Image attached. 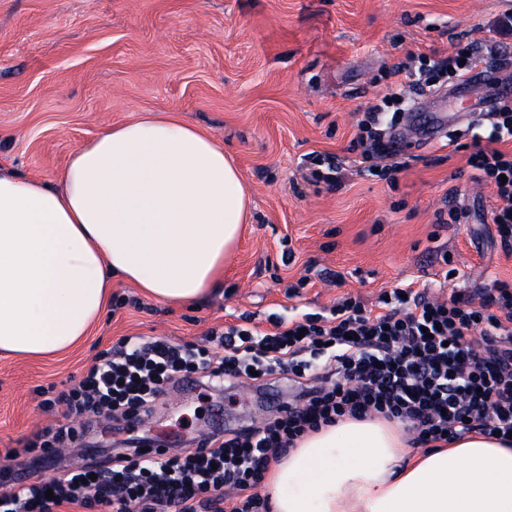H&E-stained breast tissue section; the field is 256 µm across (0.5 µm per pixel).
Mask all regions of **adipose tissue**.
<instances>
[{
	"instance_id": "adipose-tissue-1",
	"label": "adipose tissue",
	"mask_w": 512,
	"mask_h": 512,
	"mask_svg": "<svg viewBox=\"0 0 512 512\" xmlns=\"http://www.w3.org/2000/svg\"><path fill=\"white\" fill-rule=\"evenodd\" d=\"M249 192L230 153L170 113L112 124L55 178L0 171V354L87 336L113 281L165 305L224 281ZM272 512H512V440L413 453L399 425L345 419L300 440L263 489Z\"/></svg>"
}]
</instances>
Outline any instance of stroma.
<instances>
[{
    "instance_id": "stroma-1",
    "label": "stroma",
    "mask_w": 512,
    "mask_h": 512,
    "mask_svg": "<svg viewBox=\"0 0 512 512\" xmlns=\"http://www.w3.org/2000/svg\"><path fill=\"white\" fill-rule=\"evenodd\" d=\"M512 0H0V169L49 179L72 150L146 111L169 112L223 143L247 182L249 226L224 285L167 307L114 281L99 323L52 357L0 356V450L55 431L62 409L39 407L37 389L82 379L93 357L124 336L201 345L211 330L269 314L298 318L352 297L366 308L408 283L448 297L512 282L487 212L492 186L471 179L446 139L399 145L395 183L344 172L315 180L311 155L350 162L357 119L419 55L447 58L458 37L478 43ZM455 207L459 221L438 223ZM448 251L445 277L436 251ZM301 384L277 374L199 398L171 390L138 434L177 447L217 431L259 426L295 403ZM123 420L86 427L82 446L44 473L67 477L93 452L125 439Z\"/></svg>"
}]
</instances>
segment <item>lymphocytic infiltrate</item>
<instances>
[{
	"label": "lymphocytic infiltrate",
	"mask_w": 512,
	"mask_h": 512,
	"mask_svg": "<svg viewBox=\"0 0 512 512\" xmlns=\"http://www.w3.org/2000/svg\"><path fill=\"white\" fill-rule=\"evenodd\" d=\"M497 41L484 50L457 42L448 57L454 76L501 58L512 26L501 23ZM392 87L359 121L369 146L355 168L372 160L404 169L390 141L376 132L384 105L399 101ZM486 139H473L467 164L475 181L492 185L491 221L504 250H512V152L499 149L512 137V99L499 98ZM378 312L350 298L300 319L270 314L271 331L234 325L212 333L210 345L176 344L161 337L124 336L93 358L83 378L57 391L47 406L66 407L71 422L35 435L0 459V512H269L258 489L273 463L320 427L381 418L404 424L425 448L471 432L512 437V284L494 281L479 297L448 299L407 287L383 292ZM288 373L316 375L320 385L301 403L263 426L199 438L194 447L140 445L112 449L93 473L69 478H30L15 470L21 456L51 459L82 438L81 418L120 416L140 422L169 385L194 380L214 387L232 378L249 381Z\"/></svg>",
	"instance_id": "1"
}]
</instances>
